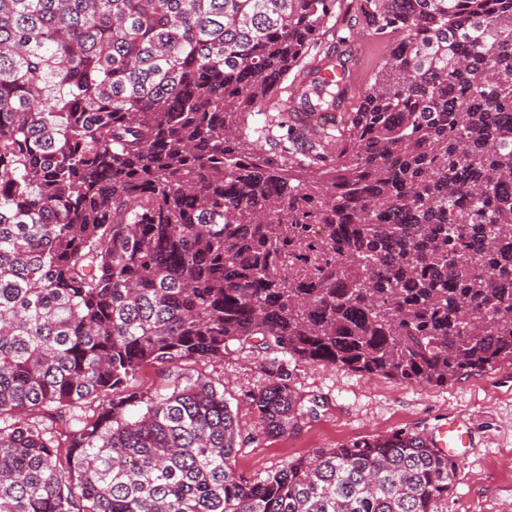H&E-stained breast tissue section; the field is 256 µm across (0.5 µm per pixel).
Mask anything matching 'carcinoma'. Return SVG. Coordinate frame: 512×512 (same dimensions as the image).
Instances as JSON below:
<instances>
[{"instance_id": "carcinoma-1", "label": "carcinoma", "mask_w": 512, "mask_h": 512, "mask_svg": "<svg viewBox=\"0 0 512 512\" xmlns=\"http://www.w3.org/2000/svg\"><path fill=\"white\" fill-rule=\"evenodd\" d=\"M350 13L386 52L346 125L257 146L341 103ZM234 343L269 437L317 417L290 360L512 365V0H0V512H441L425 435L251 481L223 384L135 385ZM164 369L166 368L163 366H148L137 378V386L151 393L155 392L157 389H162L165 383H167L165 372L162 371Z\"/></svg>"}]
</instances>
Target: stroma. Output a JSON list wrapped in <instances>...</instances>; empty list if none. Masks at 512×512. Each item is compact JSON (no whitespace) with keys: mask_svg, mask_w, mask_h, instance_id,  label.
Segmentation results:
<instances>
[{"mask_svg":"<svg viewBox=\"0 0 512 512\" xmlns=\"http://www.w3.org/2000/svg\"><path fill=\"white\" fill-rule=\"evenodd\" d=\"M335 20L324 38L348 58L349 73L366 83L383 55L378 43L354 38L337 44ZM265 354L230 346L220 363H187L185 378L220 380L224 396L238 414L242 438L235 459L239 473L250 479L317 448H333L349 440L403 428L431 434L448 419L468 429L472 446L448 494L444 512H512V366L474 373L443 387L407 385L355 372L305 364L290 365L298 390L315 397L317 418L283 437L264 436L257 414L243 401L247 391L266 381Z\"/></svg>","mask_w":512,"mask_h":512,"instance_id":"obj_1","label":"stroma"}]
</instances>
